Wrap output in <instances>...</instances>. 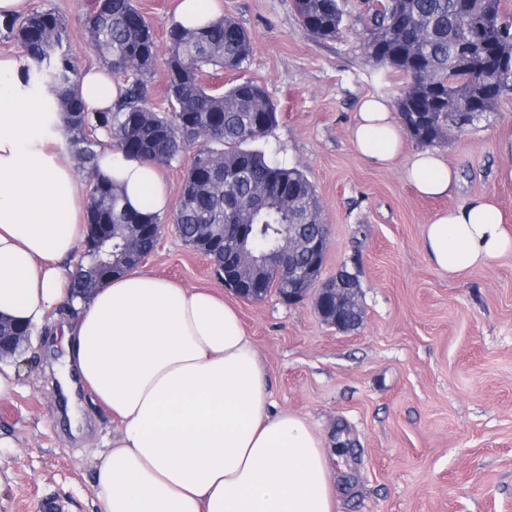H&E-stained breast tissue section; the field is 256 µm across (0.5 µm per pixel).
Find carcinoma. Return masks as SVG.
I'll return each mask as SVG.
<instances>
[{"mask_svg": "<svg viewBox=\"0 0 512 512\" xmlns=\"http://www.w3.org/2000/svg\"><path fill=\"white\" fill-rule=\"evenodd\" d=\"M505 2L367 0L360 32L364 53L374 66L393 69L404 80L397 112L420 145H438L451 133L476 128L512 92V14ZM293 6L301 27L317 38L347 31V0H293ZM84 23L98 61L122 81L120 98L105 112H90L83 104L68 25L54 9L32 8L3 23L5 37L22 48L25 85L51 90L66 115L71 153L92 176L93 223L112 225L113 267L101 272L84 258L72 275V294L89 296L104 279L137 267L121 251L129 224L157 226L141 241L146 254L154 250L162 225H175L188 245L208 246L218 273L226 262L224 245L204 236L207 225L223 224L229 241L240 237L249 253L266 256L262 274L272 286L288 268L281 252L286 225L302 224L304 234L318 231L321 206L306 175L250 147L278 122L264 88L251 80L238 79L224 89L209 81L244 68L251 54L246 30L230 17L172 24L164 61L167 106L158 109L148 89L157 63L156 35L135 0H87ZM462 109L471 113L466 126L455 119ZM104 138L126 156L157 164L170 165L196 148L170 217L129 209L121 187L97 177V148Z\"/></svg>", "mask_w": 512, "mask_h": 512, "instance_id": "carcinoma-1", "label": "carcinoma"}]
</instances>
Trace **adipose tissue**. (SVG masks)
Returning <instances> with one entry per match:
<instances>
[{
  "mask_svg": "<svg viewBox=\"0 0 512 512\" xmlns=\"http://www.w3.org/2000/svg\"><path fill=\"white\" fill-rule=\"evenodd\" d=\"M119 87L92 68L79 93L88 111H105ZM351 138L376 164L397 158L405 134L391 98L362 99ZM68 139L56 96L28 88L15 56L0 52V318L32 328L66 303L73 270L64 261L82 241L87 197ZM97 170L135 210L166 212L155 163L106 144ZM405 177L428 197L456 182L431 150L414 153ZM423 247L456 276L512 252V231L486 195L436 214ZM74 308L62 326L63 370L118 423L96 466L98 512H334L321 439L298 414L274 409L266 370L222 296L136 268Z\"/></svg>",
  "mask_w": 512,
  "mask_h": 512,
  "instance_id": "obj_1",
  "label": "adipose tissue"
}]
</instances>
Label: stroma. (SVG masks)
<instances>
[{"instance_id": "stroma-1", "label": "stroma", "mask_w": 512, "mask_h": 512, "mask_svg": "<svg viewBox=\"0 0 512 512\" xmlns=\"http://www.w3.org/2000/svg\"><path fill=\"white\" fill-rule=\"evenodd\" d=\"M249 33L240 73L260 84L279 121L257 149L302 171L328 229L323 279L355 273L362 323L341 331L314 298L247 301L225 290L209 259L165 225L145 271L223 295L238 310L266 369L277 407L305 417L321 437L336 489L335 512H512V254L462 276L438 270L423 249L435 213L490 195L512 230V181L497 150L512 135V94L476 129L439 152L455 169L448 196H419L403 172L419 146L407 140L387 166L351 142L359 100L398 98L402 80L373 66L354 31L364 0H348L351 30L318 39L299 25L293 0H222ZM68 22L79 66L85 0H28ZM67 313L32 333L15 357L18 390L0 401V512H96L95 466L117 424L87 388L61 399Z\"/></svg>"}]
</instances>
